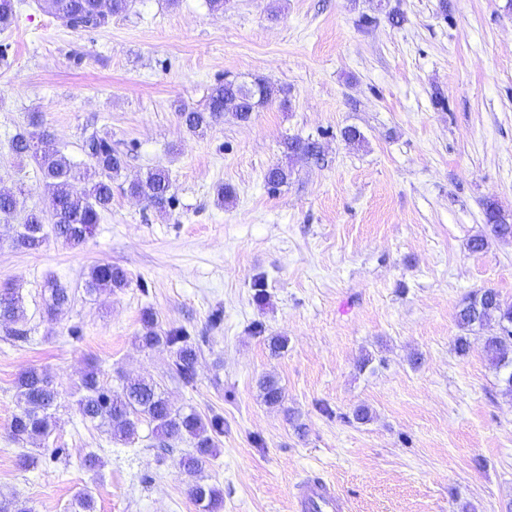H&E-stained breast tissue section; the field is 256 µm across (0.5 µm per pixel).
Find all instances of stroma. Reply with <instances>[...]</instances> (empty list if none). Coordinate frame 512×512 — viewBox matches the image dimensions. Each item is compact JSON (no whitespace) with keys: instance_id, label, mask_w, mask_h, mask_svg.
I'll list each match as a JSON object with an SVG mask.
<instances>
[{"instance_id":"stroma-1","label":"stroma","mask_w":512,"mask_h":512,"mask_svg":"<svg viewBox=\"0 0 512 512\" xmlns=\"http://www.w3.org/2000/svg\"><path fill=\"white\" fill-rule=\"evenodd\" d=\"M388 4L400 25L377 0H226L219 14L205 0H133L82 31L43 0H15L0 31V189L23 211L50 208L35 167L10 149L36 113L69 158L82 160L100 131L128 155L124 180L165 167L174 204L159 210L114 186L82 246L51 234L35 252L12 242L20 215L0 219V283L21 288L32 329L12 342L0 325V491L35 512H68L83 487L97 512H199L193 478L176 466L189 442L164 456L148 423L122 444L82 422L79 381L94 364L109 386L148 378L174 406L223 416L204 473L222 512H293L295 483L314 475L351 512H512V396L483 352L496 326L471 332L466 356L454 350L469 296L492 288L512 302V237L468 247L485 230V201L512 213V0ZM363 13L377 24L360 28ZM233 77L285 87L287 101L189 133L177 107L202 106ZM347 126L364 146L345 144ZM317 133L321 160L294 163L290 183L269 190L281 140ZM222 185L234 202L218 199ZM102 262L130 283L86 296L84 277ZM50 281L74 295L57 315L43 299ZM147 309L161 328L195 336L194 385L171 378L168 352L141 347ZM273 336L288 339L276 355ZM31 367L60 393L49 444L67 455L25 471L8 425L15 381ZM267 374L282 405L259 395ZM361 404L371 421L354 420ZM91 450L104 462L97 475L82 462Z\"/></svg>"}]
</instances>
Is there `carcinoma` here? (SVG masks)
<instances>
[{
	"label": "carcinoma",
	"mask_w": 512,
	"mask_h": 512,
	"mask_svg": "<svg viewBox=\"0 0 512 512\" xmlns=\"http://www.w3.org/2000/svg\"><path fill=\"white\" fill-rule=\"evenodd\" d=\"M102 0H50L48 7L57 18L74 29L95 30L106 26L114 14L128 10L130 0H108L104 10ZM285 94L283 87L256 78L249 83L226 80L212 88L201 108H178V115L186 129L193 134H204L231 114L241 122L252 119L258 109L275 103ZM284 160L270 167L265 174L267 186L275 190L288 184L293 174V162L317 158L318 140L308 136H289L281 143ZM14 154L27 160L39 171L44 190L52 206L50 217L36 211L28 212L23 222L13 226L17 246L36 251L46 240L45 224L52 226L54 235L71 246H79L92 235L100 213L112 205V185L122 177L127 166V154L112 146L109 133L91 134L83 143L87 162H75L52 145L51 133L35 116L31 129L14 135L11 141ZM85 180L89 187L82 193L73 191V183ZM170 181L162 168L147 172L128 183L126 192L160 210L170 205ZM20 210L18 198L0 190V216L12 217ZM502 208L497 202L483 203V216L490 234L497 238L512 237V222H503ZM129 285L127 272L110 263L93 265L83 280V292L88 296L125 288ZM45 300L47 311L55 314L66 308L73 299L69 289L51 283ZM144 333L139 337L143 348L162 349L170 353L171 375L184 385L195 382L197 375V343L184 328L164 330L158 326L154 314L143 312ZM458 327L471 332L496 322L499 332L484 342V355L490 367L502 375L504 392L512 393V303L507 302L492 288H485L468 298L456 313ZM0 324H9L5 339L28 340L24 296L14 284L0 285ZM18 411L9 424L11 438L18 442L47 439L55 426V412L60 398L51 376L43 369L30 368L22 372L15 384ZM263 401L270 406L282 404L284 395L278 379L265 375L259 381ZM80 397L76 402L82 421L105 428L115 442L127 443L134 439L138 425L146 420L153 425L152 433L165 451L172 443L188 440L193 451L181 456L179 470L197 477L189 488V495L201 512H220L223 496L220 489L206 483L202 477L216 448L215 440L224 434V417L214 414L203 418L195 409L174 407L160 384L141 379H127L117 390L100 380L99 369L87 368L80 379ZM57 457L61 448L26 452L20 457V466L35 469L45 454ZM0 512H32L28 502L14 494L0 493ZM68 512H96L92 491L85 487L72 497Z\"/></svg>",
	"instance_id": "carcinoma-1"
}]
</instances>
